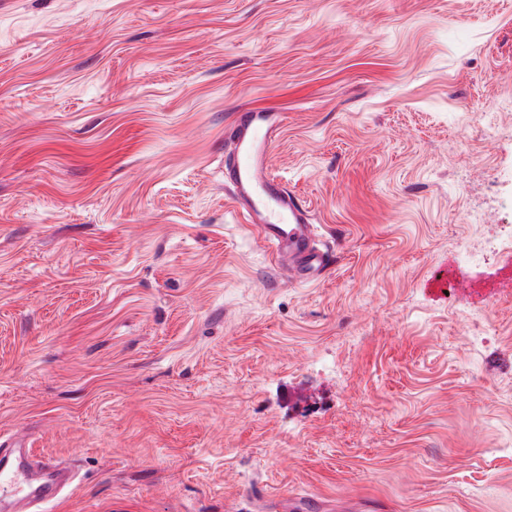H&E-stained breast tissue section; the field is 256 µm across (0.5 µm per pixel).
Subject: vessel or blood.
<instances>
[{
	"instance_id": "vessel-or-blood-1",
	"label": "vessel or blood",
	"mask_w": 512,
	"mask_h": 512,
	"mask_svg": "<svg viewBox=\"0 0 512 512\" xmlns=\"http://www.w3.org/2000/svg\"><path fill=\"white\" fill-rule=\"evenodd\" d=\"M286 117L274 108L240 114L232 125L224 162V188L246 223L256 227L259 241L290 283L318 282L333 263L331 250L319 244L311 212L269 168V154ZM53 463L13 445L0 454V501L18 508L56 500L57 483H35L34 468Z\"/></svg>"
}]
</instances>
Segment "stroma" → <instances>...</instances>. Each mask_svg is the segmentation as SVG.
Returning <instances> with one entry per match:
<instances>
[{"label": "stroma", "mask_w": 512, "mask_h": 512, "mask_svg": "<svg viewBox=\"0 0 512 512\" xmlns=\"http://www.w3.org/2000/svg\"><path fill=\"white\" fill-rule=\"evenodd\" d=\"M336 259L277 274L239 109ZM512 0H0V437L34 512H512ZM485 331L477 333L474 316ZM488 244V247L460 246L456 248V267L452 268V271H448V289L450 291L456 290L455 285L457 281V274H460L459 269L472 268L485 263L488 253L499 252L502 246L511 250L512 235L510 240L503 243L495 240ZM5 461L0 467V499L12 510L37 503L58 499V483L44 482L36 485L33 479L35 467L50 469L55 461L37 458L30 448L14 444L12 448H0Z\"/></svg>", "instance_id": "35a3bbf8"}]
</instances>
